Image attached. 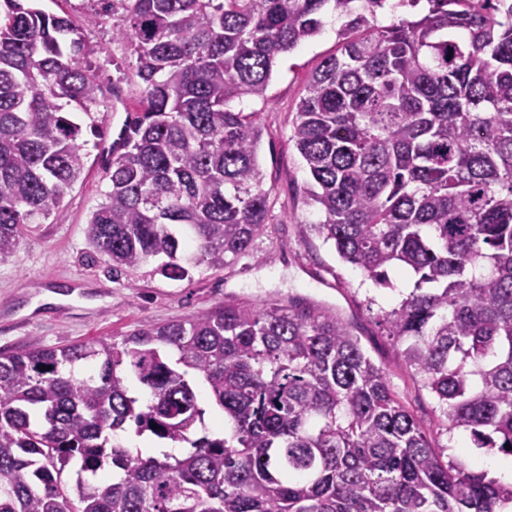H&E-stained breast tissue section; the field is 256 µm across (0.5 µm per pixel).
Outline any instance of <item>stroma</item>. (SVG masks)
I'll list each match as a JSON object with an SVG mask.
<instances>
[{
	"label": "stroma",
	"mask_w": 512,
	"mask_h": 512,
	"mask_svg": "<svg viewBox=\"0 0 512 512\" xmlns=\"http://www.w3.org/2000/svg\"><path fill=\"white\" fill-rule=\"evenodd\" d=\"M36 5L48 14L69 16L84 39L97 46L92 66L104 100L92 116L74 115L89 142L80 179L44 223L32 225L16 254L0 260V353L118 340L146 325L200 314L228 297L251 305L307 297L351 325L444 460L464 462L475 471L489 469L495 451L471 447L461 432H446L436 398L405 365L402 344L389 336L381 319V311L394 308L411 291L413 277L397 268L390 274L392 287H375L310 229L318 215L305 201L308 176L291 136L308 77L338 49L341 21L335 13L324 15L320 34L279 57L265 98L245 103L246 110L258 112L264 128L259 160L269 191L267 227L252 256L225 271L197 268L183 280L141 270L117 279L107 257L88 242L86 226L107 189L103 147L119 138L143 83L128 45L112 37L118 15L105 10L101 0H36Z\"/></svg>",
	"instance_id": "1"
}]
</instances>
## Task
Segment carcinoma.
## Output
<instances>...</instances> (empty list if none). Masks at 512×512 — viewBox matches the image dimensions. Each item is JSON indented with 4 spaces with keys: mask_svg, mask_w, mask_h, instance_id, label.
I'll list each match as a JSON object with an SVG mask.
<instances>
[{
    "mask_svg": "<svg viewBox=\"0 0 512 512\" xmlns=\"http://www.w3.org/2000/svg\"><path fill=\"white\" fill-rule=\"evenodd\" d=\"M144 83L87 223L112 275L182 280L253 253L268 191L258 113L276 59L320 33L292 140L310 230L374 285L446 430L512 456V0H110ZM87 43L0 3V260L84 169L101 85ZM46 370H41V366ZM210 403L230 433L207 431ZM134 425L183 452L132 453ZM157 428H152V425ZM512 485L443 462L351 326L305 299L227 300L122 341L0 354V512H505Z\"/></svg>",
    "mask_w": 512,
    "mask_h": 512,
    "instance_id": "cac0c4a2",
    "label": "carcinoma"
}]
</instances>
